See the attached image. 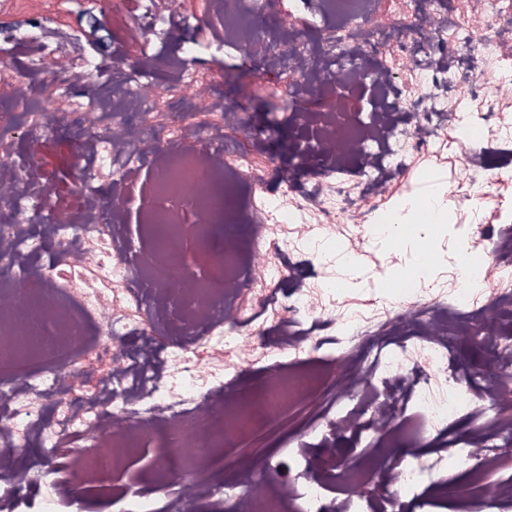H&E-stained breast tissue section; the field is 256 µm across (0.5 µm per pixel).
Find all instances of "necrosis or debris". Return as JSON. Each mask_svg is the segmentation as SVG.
<instances>
[{"label":"necrosis or debris","mask_w":512,"mask_h":512,"mask_svg":"<svg viewBox=\"0 0 512 512\" xmlns=\"http://www.w3.org/2000/svg\"><path fill=\"white\" fill-rule=\"evenodd\" d=\"M293 16L269 0H206L208 32L184 29L173 73L153 82L160 50L158 20L137 16L129 56L88 60L79 72L45 47L39 84L0 68V174L24 178L9 200L15 218L0 224V512H82L81 485L59 464L23 472L8 461L27 444L84 446L69 469L88 478L123 470L153 439L163 450L151 495L121 497L119 512H437L447 502L483 497L478 512L512 503V155L502 88L512 85V0H319L316 25L296 24L309 0H292ZM392 10L395 32L368 24ZM432 38H422L424 28ZM235 45L262 60L285 87L306 149L318 168L308 185H284L281 196H257L267 182L257 135H243L239 114L225 111L217 91L220 65L198 71L206 47ZM383 79L386 99L371 96L357 122L347 96L355 76ZM199 93L187 97L186 86ZM84 98H77V91ZM52 101L33 110L32 97ZM32 126L64 124L76 153L100 162L67 203L54 200L41 169L10 152L11 115ZM467 125L472 174L444 190L429 166V197L411 191L387 202V190L419 161L454 153L452 129ZM363 180L344 179L338 155L350 146ZM155 178L136 247L124 233L126 203L142 158ZM249 170L250 180L240 178ZM111 171L112 203L100 198ZM448 203L458 228L493 206L496 221L480 227L475 254L493 253L465 287L417 278L371 296L365 307L339 301L318 273L303 275V256L321 258L334 226L368 242L383 241L387 224L410 208L413 224L433 223L430 198ZM206 233L204 276L183 262L187 236ZM269 261L255 275L250 255ZM108 319H97L102 308ZM484 338L495 374L467 393L458 389L456 348ZM264 337L260 357L275 367L237 393L240 337ZM373 347L358 356L366 337ZM339 359L351 375L342 406H329L292 431V465L276 458L264 474L224 463L209 471L226 444L278 419L321 383L303 365L311 351ZM387 423L402 447L374 458L355 448ZM466 423L459 434L457 423ZM431 437L432 448L420 443Z\"/></svg>","instance_id":"obj_1"}]
</instances>
